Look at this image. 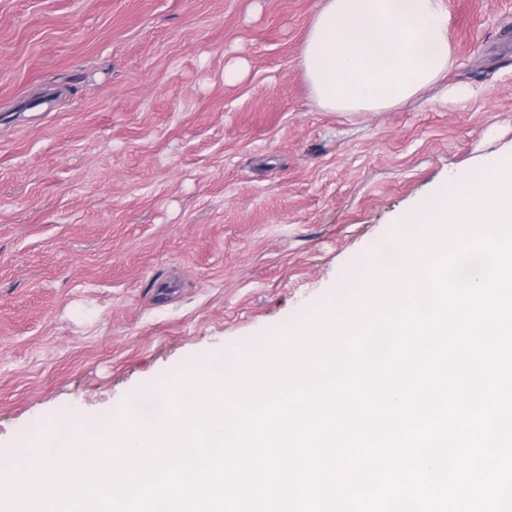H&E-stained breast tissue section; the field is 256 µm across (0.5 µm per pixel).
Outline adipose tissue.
<instances>
[{
    "label": "adipose tissue",
    "mask_w": 512,
    "mask_h": 512,
    "mask_svg": "<svg viewBox=\"0 0 512 512\" xmlns=\"http://www.w3.org/2000/svg\"><path fill=\"white\" fill-rule=\"evenodd\" d=\"M452 59L443 0H323L301 63L333 112L397 107L446 76Z\"/></svg>",
    "instance_id": "adipose-tissue-1"
}]
</instances>
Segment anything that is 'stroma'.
Instances as JSON below:
<instances>
[{"instance_id": "35a3bbf8", "label": "stroma", "mask_w": 512, "mask_h": 512, "mask_svg": "<svg viewBox=\"0 0 512 512\" xmlns=\"http://www.w3.org/2000/svg\"><path fill=\"white\" fill-rule=\"evenodd\" d=\"M444 2L446 79L329 112L300 63L321 0H0V456L286 337L512 156V0Z\"/></svg>"}]
</instances>
